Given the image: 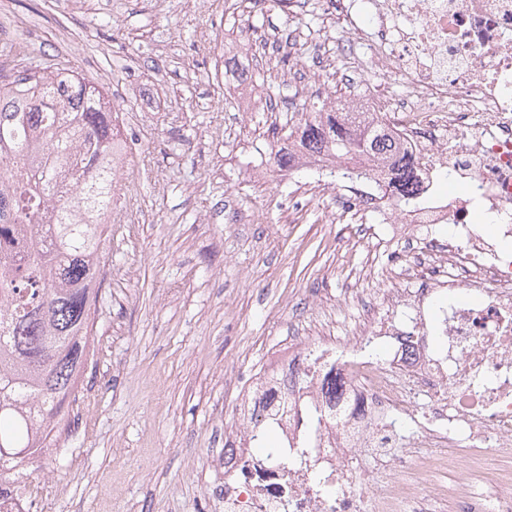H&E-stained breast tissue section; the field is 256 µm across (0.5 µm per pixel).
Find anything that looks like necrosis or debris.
<instances>
[{
  "mask_svg": "<svg viewBox=\"0 0 512 512\" xmlns=\"http://www.w3.org/2000/svg\"><path fill=\"white\" fill-rule=\"evenodd\" d=\"M318 4L347 52L317 53L312 80H398L353 106L396 132L418 193L338 188L382 286L347 332L300 337L241 393L216 458L224 512H512V0ZM265 417L280 445L260 453Z\"/></svg>",
  "mask_w": 512,
  "mask_h": 512,
  "instance_id": "necrosis-or-debris-1",
  "label": "necrosis or debris"
}]
</instances>
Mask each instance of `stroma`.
Masks as SVG:
<instances>
[{"mask_svg": "<svg viewBox=\"0 0 512 512\" xmlns=\"http://www.w3.org/2000/svg\"><path fill=\"white\" fill-rule=\"evenodd\" d=\"M0 0L31 64L69 59L116 90L139 163L118 216L98 292L95 347L60 446L35 471L53 512H222L224 470L210 466L231 423L237 371L264 372L272 352L315 323L343 322L358 280L357 218L333 220L334 195L310 171L274 170L262 113L213 97L224 62L249 26L271 35L295 25L342 53L335 17L264 0ZM350 88L335 72H298L261 95L327 103ZM261 169L265 177L251 181ZM208 485L210 501L199 496Z\"/></svg>", "mask_w": 512, "mask_h": 512, "instance_id": "35a3bbf8", "label": "stroma"}]
</instances>
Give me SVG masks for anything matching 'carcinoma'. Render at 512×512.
Here are the masks:
<instances>
[{"instance_id":"carcinoma-1","label":"carcinoma","mask_w":512,"mask_h":512,"mask_svg":"<svg viewBox=\"0 0 512 512\" xmlns=\"http://www.w3.org/2000/svg\"><path fill=\"white\" fill-rule=\"evenodd\" d=\"M274 129L309 151L354 160L390 159L404 196L413 195V161L390 131L364 117L336 122L311 110L292 124L295 99L270 104ZM118 117L102 88L69 62L7 75L0 66V482L24 462L42 467L53 442L50 423L73 406L87 363L98 290L90 288L112 249L109 216L115 187L108 178ZM379 182L363 167L329 176Z\"/></svg>"}]
</instances>
